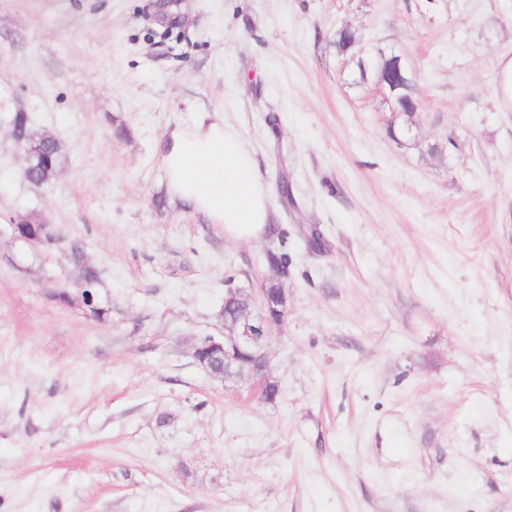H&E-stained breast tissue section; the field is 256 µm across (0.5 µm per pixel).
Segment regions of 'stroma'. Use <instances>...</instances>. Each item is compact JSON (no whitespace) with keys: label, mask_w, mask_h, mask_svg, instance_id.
I'll return each instance as SVG.
<instances>
[{"label":"stroma","mask_w":512,"mask_h":512,"mask_svg":"<svg viewBox=\"0 0 512 512\" xmlns=\"http://www.w3.org/2000/svg\"><path fill=\"white\" fill-rule=\"evenodd\" d=\"M157 2L0 0V512H512V0H176L168 34ZM16 112L62 145L50 184L22 176ZM201 114L288 180L279 236L170 196L163 138ZM22 218L69 240L15 241ZM72 240L103 318L54 298ZM269 248L272 401L192 357ZM383 59L389 63V67L386 77L378 79V87L388 96L398 112H416L418 106L414 102L413 105H409L406 101L408 96L403 94L407 92L412 78L401 56L391 54ZM497 97L501 109L512 112V57H504L499 62Z\"/></svg>","instance_id":"stroma-1"}]
</instances>
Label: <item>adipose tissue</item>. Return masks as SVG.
I'll return each instance as SVG.
<instances>
[{
    "label": "adipose tissue",
    "mask_w": 512,
    "mask_h": 512,
    "mask_svg": "<svg viewBox=\"0 0 512 512\" xmlns=\"http://www.w3.org/2000/svg\"><path fill=\"white\" fill-rule=\"evenodd\" d=\"M162 157L171 197L204 213L226 238L248 240L264 232L270 194L238 130L198 117L167 134Z\"/></svg>",
    "instance_id": "adipose-tissue-1"
}]
</instances>
